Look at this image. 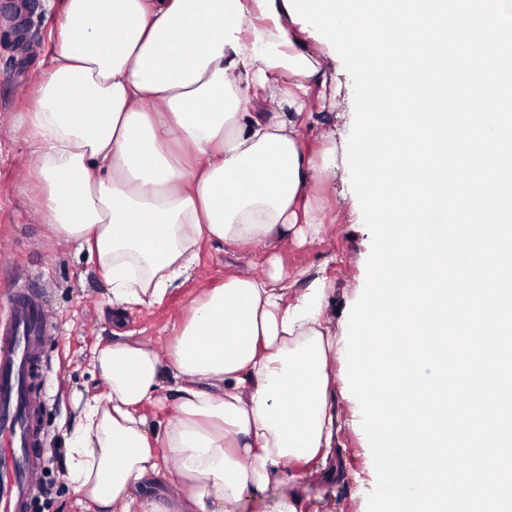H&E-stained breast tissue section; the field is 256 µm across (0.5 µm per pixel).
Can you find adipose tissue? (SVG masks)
I'll return each instance as SVG.
<instances>
[{"label": "adipose tissue", "instance_id": "ef3b65f1", "mask_svg": "<svg viewBox=\"0 0 512 512\" xmlns=\"http://www.w3.org/2000/svg\"><path fill=\"white\" fill-rule=\"evenodd\" d=\"M288 15L284 0H64L23 118L39 157L33 205L86 253L113 305L161 303L203 241L256 248L320 234L312 190L333 151L308 150L302 126L327 77ZM289 290L273 255L263 277L228 275L193 299L167 360L127 342L99 349L106 391L86 402L67 447L79 498L99 512H168L140 495L159 476L186 512H237L293 466L327 462L329 286L315 277ZM169 370L178 385L159 429L139 409Z\"/></svg>", "mask_w": 512, "mask_h": 512}]
</instances>
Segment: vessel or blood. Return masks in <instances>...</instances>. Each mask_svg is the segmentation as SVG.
<instances>
[{
  "label": "vessel or blood",
  "mask_w": 512,
  "mask_h": 512,
  "mask_svg": "<svg viewBox=\"0 0 512 512\" xmlns=\"http://www.w3.org/2000/svg\"><path fill=\"white\" fill-rule=\"evenodd\" d=\"M48 326L39 292L15 294L0 318V512H28L43 455L32 385L43 369Z\"/></svg>",
  "instance_id": "vessel-or-blood-1"
}]
</instances>
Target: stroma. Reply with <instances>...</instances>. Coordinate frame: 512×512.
<instances>
[{"label": "stroma", "mask_w": 512, "mask_h": 512, "mask_svg": "<svg viewBox=\"0 0 512 512\" xmlns=\"http://www.w3.org/2000/svg\"><path fill=\"white\" fill-rule=\"evenodd\" d=\"M0 0V313L9 289L45 283L50 290L52 327L45 338L48 369L37 392L41 402L45 462L37 476L41 489L31 512H97L79 501L67 479L66 447L84 401L104 391L93 371V355L114 342H139L166 356L174 327L190 299L233 273L264 275L269 251L282 258L300 285L326 278L333 286L326 317L337 336L347 334L352 305L366 281L371 236L350 183L347 140L353 127V85L341 61L326 60L328 102L312 98L304 125L306 145H335L336 166L315 188L325 213L322 234L298 246L292 241L241 251L203 243L199 262L180 287L152 306H115L107 285L73 246L57 240L33 211V172L37 159L18 118L31 104L39 74L61 20L63 0H25L22 25ZM332 409L338 431L327 465L312 464L295 480L271 483L260 499L244 498L239 512H279L301 496L305 512H367V495L376 483L368 440L361 428L360 405L351 393L347 361L332 366Z\"/></svg>", "instance_id": "stroma-1"}]
</instances>
